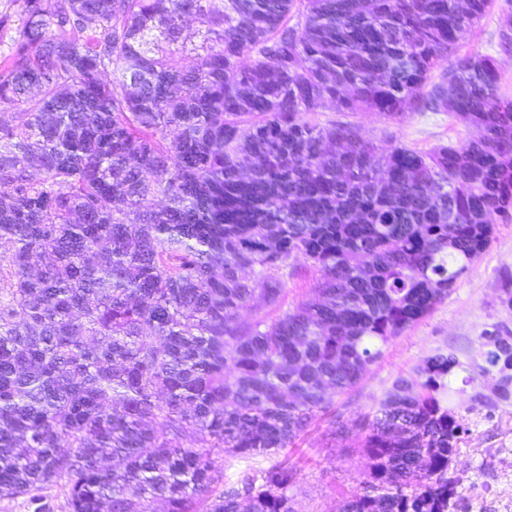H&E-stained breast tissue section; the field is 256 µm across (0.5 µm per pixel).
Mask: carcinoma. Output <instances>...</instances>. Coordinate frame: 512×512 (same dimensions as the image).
Masks as SVG:
<instances>
[{
  "label": "carcinoma",
  "mask_w": 512,
  "mask_h": 512,
  "mask_svg": "<svg viewBox=\"0 0 512 512\" xmlns=\"http://www.w3.org/2000/svg\"><path fill=\"white\" fill-rule=\"evenodd\" d=\"M492 3L23 0L0 62L1 499L45 512L59 485L68 512H295L287 463L229 479L213 455L292 446L512 216V96L492 59L456 53ZM327 102L482 135L380 148L311 122ZM300 260L322 301L241 320ZM486 345L506 399L512 342ZM457 366L427 357L360 423L343 512H458L466 429L434 396Z\"/></svg>",
  "instance_id": "1"
}]
</instances>
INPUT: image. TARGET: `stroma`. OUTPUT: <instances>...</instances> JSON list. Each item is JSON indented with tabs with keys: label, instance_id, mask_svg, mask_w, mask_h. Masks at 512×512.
I'll return each instance as SVG.
<instances>
[{
	"label": "stroma",
	"instance_id": "obj_1",
	"mask_svg": "<svg viewBox=\"0 0 512 512\" xmlns=\"http://www.w3.org/2000/svg\"><path fill=\"white\" fill-rule=\"evenodd\" d=\"M512 36V0H495L492 9L458 44L462 54L492 57L501 74V89L512 95V47L503 44ZM314 119L320 125L348 122L363 139L381 147L401 144L419 152L440 145H458L478 137L476 127L465 125L445 112H408L397 120L375 112L345 113L324 106ZM317 274L300 264L289 269L277 306L255 298L243 318H270L314 300ZM512 289V219L499 222L487 251L457 281L447 298L427 317L406 329L385 348L383 357L368 365L359 383L333 398L332 411L347 424L333 427L328 417L315 420L292 447L287 457L257 459L265 469L287 460L297 471L288 493L296 512H341L347 496L357 487L365 469L358 444V420L372 414L391 390L396 378H416L423 360L443 351L459 365L439 394L443 405L463 415L468 429L451 469L460 477L458 491L463 512H498L494 489L512 483L505 461L491 454L495 448L512 449V397L500 398L496 378L483 374L486 348L481 336L494 329L512 333V308L503 305L504 289Z\"/></svg>",
	"mask_w": 512,
	"mask_h": 512
}]
</instances>
